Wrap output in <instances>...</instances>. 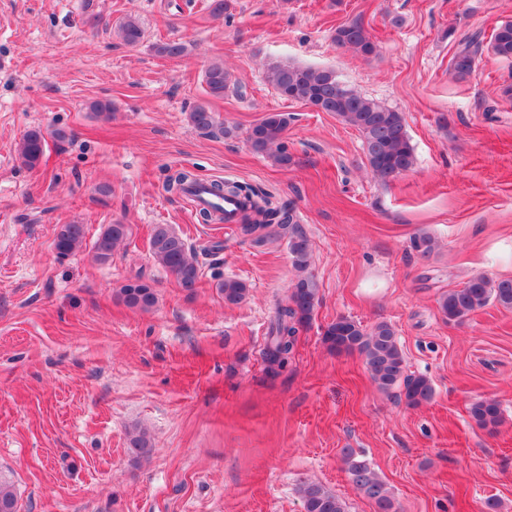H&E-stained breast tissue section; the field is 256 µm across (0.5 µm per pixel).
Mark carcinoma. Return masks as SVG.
<instances>
[{
    "mask_svg": "<svg viewBox=\"0 0 512 512\" xmlns=\"http://www.w3.org/2000/svg\"><path fill=\"white\" fill-rule=\"evenodd\" d=\"M118 33L128 45L138 43L143 37L140 23L131 16L119 22ZM333 40L338 46L365 58L376 53L375 42L358 21L336 27ZM490 47L494 55L512 59V21L503 22L494 30ZM155 51L164 57L179 58L188 53V46L183 41L168 39L156 43ZM480 51L478 36L471 35L461 40L450 63L453 74L459 78L471 75ZM267 79L284 99L317 105L321 111L333 114L342 123L359 131L371 172L380 183L389 185L412 170L414 149L404 113L365 97L339 80L336 72L328 68L280 62L268 67ZM204 83L206 93L214 98L224 97V93L231 89L242 92V87L232 83L221 61L207 67ZM188 124L192 129L212 136L228 137L235 133L234 127L219 123L215 113L205 104L195 106L188 113ZM288 124V114L269 112L248 131V142L253 151L280 168L293 164L285 142ZM46 147L44 132L29 130L18 144L20 164L29 170L36 169ZM198 182L199 179L191 172L181 170L169 175L167 188L183 193L188 186ZM207 191L215 198L233 197L244 201L236 224V233L241 240L253 244L278 238L288 241L292 264L299 275L286 299L275 301L274 316L261 350L266 371L275 376L294 358L299 333L312 323L319 301L317 282L308 272L311 259L309 237L297 219L294 204L288 200L274 202L270 196L259 193L244 182L213 180L207 183ZM128 235L127 224L105 225L90 248L93 261L99 264L109 262L112 252ZM53 246L63 257L82 250L86 246L85 226L79 223L59 225ZM435 246L434 238L426 233L413 238V250L424 258L433 253ZM149 250L180 288L189 293L195 292L201 277L200 266L190 247L171 225L156 224L152 227ZM218 290L224 297V303L231 305L242 302L249 293L247 284L235 278L224 279ZM118 298L125 306L139 311L151 310L157 301L154 289L140 280L119 288ZM491 302L512 308V279L491 280L484 275H475L464 286L442 293L437 300L442 316L454 325L463 323ZM322 341L329 350L338 354L359 353L380 391L389 393L397 389L406 404L414 407L433 399L435 389L427 377L406 374L405 356L392 324L380 321L365 327L350 317L339 316L322 328ZM469 413L482 428H492L501 420L499 405L494 400L473 402ZM128 451L137 458L150 454L152 443L146 429L136 426L129 432ZM343 461L353 487L373 504L375 512H400V505L387 482L367 460L348 450ZM298 494L304 512H348L346 502L321 484L303 482ZM0 512H17L16 494L5 481H0Z\"/></svg>",
    "mask_w": 512,
    "mask_h": 512,
    "instance_id": "carcinoma-1",
    "label": "carcinoma"
}]
</instances>
